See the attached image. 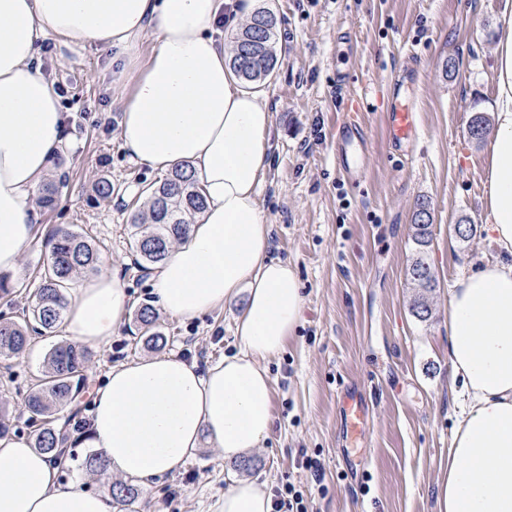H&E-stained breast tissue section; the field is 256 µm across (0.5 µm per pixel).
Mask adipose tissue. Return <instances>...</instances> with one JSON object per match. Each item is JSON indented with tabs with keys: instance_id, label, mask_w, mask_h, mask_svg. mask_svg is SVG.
Returning a JSON list of instances; mask_svg holds the SVG:
<instances>
[{
	"instance_id": "ef3b65f1",
	"label": "adipose tissue",
	"mask_w": 512,
	"mask_h": 512,
	"mask_svg": "<svg viewBox=\"0 0 512 512\" xmlns=\"http://www.w3.org/2000/svg\"><path fill=\"white\" fill-rule=\"evenodd\" d=\"M254 0H0V273L18 272L33 236L31 197L67 146V119L38 55L45 41L75 52L118 50L119 138L140 164L186 170L206 206L152 277L158 305L194 319L244 296L239 350L207 370L176 355L114 366L93 388L80 448L149 486L203 443L225 462L267 439L272 383L262 362L299 325L304 297L288 262L268 258L259 205L271 114L232 71L218 36L225 8ZM148 42L147 52L136 46ZM493 78L497 96L486 175L487 237L499 261L461 278L450 301L451 381L469 398L448 449L439 512H512V14L503 16ZM111 259L72 286L63 321L70 342L99 346L125 322L129 299ZM267 482L237 479L217 512H272ZM0 512H120L108 494L61 484L49 456L0 436Z\"/></svg>"
}]
</instances>
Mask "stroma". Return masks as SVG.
Here are the masks:
<instances>
[{
    "label": "stroma",
    "mask_w": 512,
    "mask_h": 512,
    "mask_svg": "<svg viewBox=\"0 0 512 512\" xmlns=\"http://www.w3.org/2000/svg\"><path fill=\"white\" fill-rule=\"evenodd\" d=\"M277 18L282 61L261 88L272 114L269 172L259 200L271 226L268 255L287 261L304 295L302 319L284 349L264 360L273 381L270 437L249 453L248 475L271 493L294 484L303 512H438V488L448 476L451 433L468 404L449 380L448 309L455 284L472 267L496 261L484 224L488 140L467 133L474 114H491L500 18L512 0H259ZM423 61L407 92L417 101L422 139L412 160L388 154L383 112L404 51ZM113 55L79 52L45 42L42 73L58 90L70 139L49 173L58 184L54 208L33 207L34 237L0 318L24 323L40 281L48 239L58 228L81 233L111 258L132 308L153 304L151 271L134 262L131 214L157 171L133 162L118 139L121 110L110 86ZM455 70H446L447 61ZM353 86L371 84L361 114L369 131L368 164L359 183L336 167V127L344 116L336 73ZM112 183L100 200L93 186ZM431 206L428 261L438 286L433 317L409 310L406 267L414 251L411 224L419 200ZM475 224L457 238L453 224ZM236 298L194 319L160 313L168 338L164 354L199 369L238 346ZM60 335L36 337L21 360L0 359V402L11 433L30 438L36 426L23 399L41 379ZM89 385L102 384L113 366L151 355L134 321L108 344L91 348ZM355 389L369 406L370 436L361 443L341 422L339 399ZM230 470L218 449L204 447L172 474L154 480L146 512H213Z\"/></svg>",
    "instance_id": "1"
}]
</instances>
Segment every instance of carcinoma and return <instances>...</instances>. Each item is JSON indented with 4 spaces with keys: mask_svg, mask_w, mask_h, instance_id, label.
<instances>
[{
    "mask_svg": "<svg viewBox=\"0 0 512 512\" xmlns=\"http://www.w3.org/2000/svg\"><path fill=\"white\" fill-rule=\"evenodd\" d=\"M275 27L274 15L268 10H259L231 37L229 65L244 82H260L278 65ZM204 208L205 200L198 184L182 170L176 169L150 186L145 210L132 214L128 224L137 264L146 269L162 262L172 243L186 234ZM431 240L430 207L422 201L416 204L413 214L414 253L407 267L413 290L409 309L421 322L432 317L429 300L436 288V278L427 258ZM98 260V251L80 233L55 230L41 283L34 293L31 318L23 325L0 322V357L22 354L34 334L54 333L64 318L69 283L75 275L96 269ZM136 319L146 344L161 348L167 343L166 336L158 329L152 307L139 308ZM90 359V352L82 346L69 343L52 348L43 377L24 399V408L30 417L36 419L71 404L85 385ZM34 441L35 447L55 461L70 455V438L61 428L47 423L36 433ZM109 492L127 507L138 503L142 496L141 489L130 481L111 484Z\"/></svg>",
    "mask_w": 512,
    "mask_h": 512,
    "instance_id": "cac0c4a2",
    "label": "carcinoma"
}]
</instances>
